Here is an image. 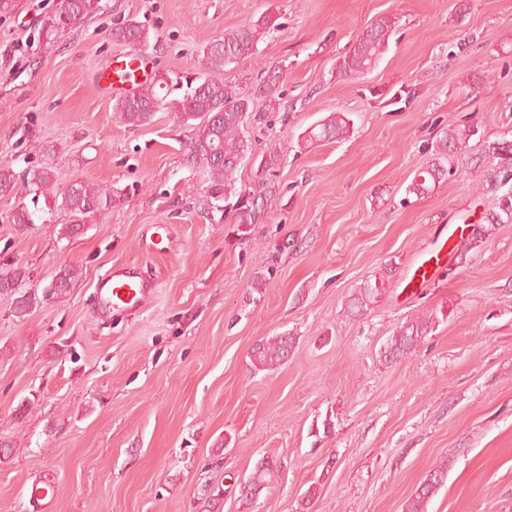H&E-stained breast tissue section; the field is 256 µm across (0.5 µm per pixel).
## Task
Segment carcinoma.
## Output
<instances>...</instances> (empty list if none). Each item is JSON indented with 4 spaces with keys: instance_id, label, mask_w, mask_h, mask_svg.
I'll return each mask as SVG.
<instances>
[{
    "instance_id": "carcinoma-1",
    "label": "carcinoma",
    "mask_w": 512,
    "mask_h": 512,
    "mask_svg": "<svg viewBox=\"0 0 512 512\" xmlns=\"http://www.w3.org/2000/svg\"><path fill=\"white\" fill-rule=\"evenodd\" d=\"M101 0H56L51 15L39 29V37L54 43L66 37L84 19L100 10ZM268 15L224 32V35L203 47V69L190 80L174 73H159L134 94L114 101L112 110L128 126L141 127L149 124L155 113L165 110L175 115L178 124L194 131L187 144L185 162L187 166L204 174L207 191L216 201L224 202V219L230 224H255L260 218L262 195L251 194L238 185L237 173L241 164L254 154L252 141L244 135L242 127L253 110V100L237 94L224 83V68L248 60L258 54V43L270 29ZM396 21L381 16L372 22L353 42L337 65L340 78L347 80L374 68L384 54ZM112 38L135 48L149 45L150 31L140 22L129 19L115 28ZM282 70L271 66L264 71L258 84L259 96L271 111L280 106L279 90ZM349 119L342 112H331L308 132L311 140L335 141L346 138ZM476 135L470 126L450 125L436 145L439 161H434L419 170L411 182L408 192L420 195L429 183L443 179L447 168L443 162L462 148ZM54 146L42 148L43 161L19 175L12 164L0 161V196L16 195L22 190L33 195V199L44 200L46 208L67 214L70 223L63 225L61 238L70 240L87 231L86 220L112 211L116 195L112 189L82 179L65 184L58 183L55 175ZM496 163L490 172L491 182L512 180V141H502L492 148ZM38 215L27 206L18 207L10 217V223L18 232L34 229ZM512 222V192L500 198L498 212L487 217V223L507 224ZM25 271L18 267L0 269V284L9 288L5 293L18 297L14 313L22 318L37 306L38 300L48 299V292L63 297L70 292L77 279L74 268L62 265L51 277L53 288H44L42 294L21 291L20 284ZM384 293V285L366 282L350 296L348 312L353 316L371 313ZM433 330V319L416 317L399 326L386 343L385 362H397L410 358ZM295 337L288 334L273 336L260 341L250 353L251 368L256 371H271L286 361L295 347ZM450 461L443 460L429 471L407 501L405 512H427V505L442 486L448 475ZM274 464L263 460L255 464L245 480V498L256 499L270 487Z\"/></svg>"
}]
</instances>
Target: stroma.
Wrapping results in <instances>:
<instances>
[{
    "instance_id": "stroma-1",
    "label": "stroma",
    "mask_w": 512,
    "mask_h": 512,
    "mask_svg": "<svg viewBox=\"0 0 512 512\" xmlns=\"http://www.w3.org/2000/svg\"><path fill=\"white\" fill-rule=\"evenodd\" d=\"M54 4L19 0L0 16V161L23 172L50 143L60 181L106 184L120 200L67 241L65 214L21 234L9 216L22 196L0 197V264L25 269L23 290L61 265L78 271L65 297L22 318L0 295V512H299L310 489L309 512H403L445 458L427 512H512V223L408 284L449 226L476 228L496 209L512 0H101L49 44L37 34ZM268 12L259 55L224 80L250 95L282 68L280 109L244 125L256 153L275 144L281 158L267 173L241 166L265 211L228 224L184 164L190 130L166 111L126 126L95 77L127 53L110 35L124 20L149 28L155 72L189 77L203 46ZM381 16L396 24L378 65L342 80L340 58ZM332 112L350 135L307 141ZM451 124L478 132L450 175L410 194ZM115 266L152 281L140 309L102 303L94 285ZM379 276L383 301L350 316L349 296ZM418 316L434 330L411 359L384 362L387 339ZM284 333L296 338L288 361L253 371L252 348ZM264 458L277 463L272 486L244 499ZM44 481L53 497L34 503Z\"/></svg>"
}]
</instances>
